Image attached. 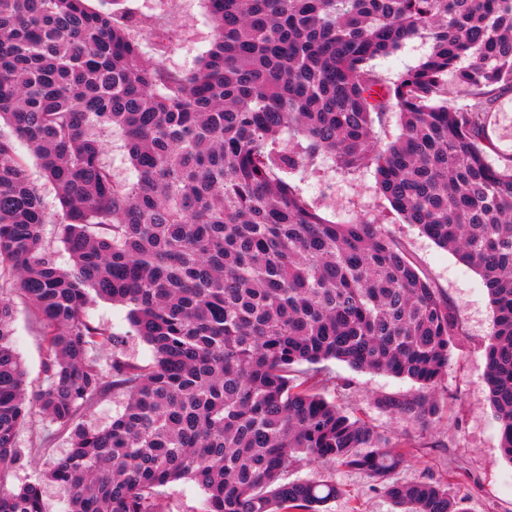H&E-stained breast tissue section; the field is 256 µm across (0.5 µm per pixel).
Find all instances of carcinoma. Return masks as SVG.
<instances>
[{
    "label": "carcinoma",
    "instance_id": "obj_1",
    "mask_svg": "<svg viewBox=\"0 0 512 512\" xmlns=\"http://www.w3.org/2000/svg\"><path fill=\"white\" fill-rule=\"evenodd\" d=\"M205 2L213 41L177 72L145 62L124 14L0 0V122L58 189L70 259L57 264L40 191L0 134V512H45L40 483L6 487L34 406L69 433L45 473L66 512H164L157 488L184 479L206 512H327L340 495L329 475L288 479L312 461L362 472L401 512H465L445 482L395 480L422 442L349 415L318 369L410 380L416 393L378 406L427 425L461 317L393 235L329 221L290 176L319 157L373 171L405 223L482 278L488 402L512 463V156L491 163L486 133L512 92V0ZM413 37L428 54L384 85L370 62ZM450 71L469 103L448 102ZM389 107L401 133L384 144L374 123ZM113 131L128 175L108 156ZM11 291L46 342L31 398ZM97 299L128 307L151 363L121 358L89 323ZM110 393L123 412L84 423Z\"/></svg>",
    "mask_w": 512,
    "mask_h": 512
}]
</instances>
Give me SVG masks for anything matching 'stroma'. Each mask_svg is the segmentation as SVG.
<instances>
[{
  "label": "stroma",
  "mask_w": 512,
  "mask_h": 512,
  "mask_svg": "<svg viewBox=\"0 0 512 512\" xmlns=\"http://www.w3.org/2000/svg\"><path fill=\"white\" fill-rule=\"evenodd\" d=\"M121 7L135 19L133 32L150 64L183 71L210 47L213 24L204 0H122ZM428 50L424 40L413 38L390 56L374 60L373 67L389 84L417 66ZM487 135L493 145L489 152L493 163L512 156V94L498 100ZM15 147L27 162L30 179L42 192L48 216L45 239L58 263L67 265L69 255L59 238L58 192L45 180L26 142L16 140ZM294 183L329 221L346 224L366 217L377 220L395 235L421 272L459 312L467 332L464 343L452 352L437 393L441 410L429 425L404 424L376 405L385 396L414 393L416 386L410 380L356 370L338 360L325 361L324 371L346 389L341 403L353 416L378 430L393 435L405 431L423 438V446L411 449L403 467L395 473V480L446 481L465 512H512V464L501 455L499 424L487 403L485 348L493 311L481 277L459 262L452 251L423 235L417 226L403 223L377 190L373 172L347 175L324 158L317 160L306 175L295 178ZM11 301L12 343L27 371V390L33 394L45 379V341L34 312L20 294L12 293ZM87 318L92 325L106 327L123 337L124 359L142 365L151 363L152 351L132 332L125 307L101 301L88 309ZM16 444L25 459L10 473L8 485L12 488L42 481L41 476L53 459L69 450L67 436L36 410L19 429ZM323 473L331 475L341 490L340 496L329 504V512H396L382 490L358 471L319 462L293 471L292 476L310 479ZM159 498L166 512L205 509L203 491L188 480L160 487Z\"/></svg>",
  "instance_id": "stroma-1"
}]
</instances>
